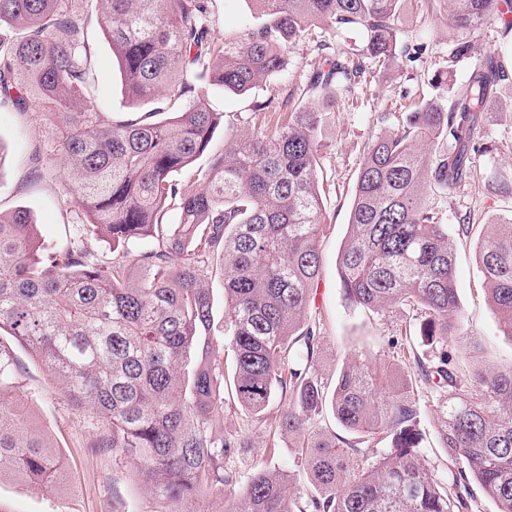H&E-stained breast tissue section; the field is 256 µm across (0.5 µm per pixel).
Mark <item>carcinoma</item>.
Instances as JSON below:
<instances>
[{"label": "carcinoma", "mask_w": 512, "mask_h": 512, "mask_svg": "<svg viewBox=\"0 0 512 512\" xmlns=\"http://www.w3.org/2000/svg\"><path fill=\"white\" fill-rule=\"evenodd\" d=\"M136 118L77 109L92 76L80 0H0V103L52 110L64 190L86 215L79 236L43 250L30 210L0 212V331L25 345L75 407L106 426L92 442L133 457L151 512L224 499L225 512H460L475 481L512 512V365L467 369L448 354L468 332L459 313L455 252L438 200L470 176L474 132L500 82L488 49L451 100H421L402 126L376 137L359 168L348 231L337 256L340 286L355 306L417 320L431 354L391 340L377 369L355 356L333 383L319 368L322 323L310 314L322 258L318 129L376 67L418 60L425 46H398L407 0H252L270 20L235 41L211 37L213 0H97ZM451 22L475 32L502 19L512 0H452ZM355 31L361 48L330 50L313 28ZM330 51L298 98L257 102L256 131L224 129V113L199 94L208 80L236 94L282 74L293 45ZM461 38L448 67L467 59ZM182 100L172 118L162 100ZM279 113L271 127L267 114ZM450 143L435 152L428 146ZM209 155L202 169L194 164ZM179 212L166 223L170 206ZM101 237L125 251L108 258ZM487 296L512 336V224H491L478 250ZM224 277L221 331L233 351L227 371L208 287ZM18 368L0 344V475L58 483L63 463L15 393ZM439 397L437 434L456 465L450 494L419 448L422 404L411 383ZM288 407L269 418L272 398ZM227 405L268 423L310 476L259 464L245 484L234 465L244 439L215 426ZM353 434L322 427L327 416ZM242 492L233 493L237 485Z\"/></svg>", "instance_id": "obj_1"}]
</instances>
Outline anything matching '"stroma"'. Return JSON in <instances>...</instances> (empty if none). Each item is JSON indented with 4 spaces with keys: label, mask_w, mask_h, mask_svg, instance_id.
<instances>
[{
    "label": "stroma",
    "mask_w": 512,
    "mask_h": 512,
    "mask_svg": "<svg viewBox=\"0 0 512 512\" xmlns=\"http://www.w3.org/2000/svg\"><path fill=\"white\" fill-rule=\"evenodd\" d=\"M262 21L251 0H215L211 34L218 41L229 39ZM402 30V40L427 43L429 50L422 61L410 67L386 68L370 82L356 85L348 100L324 114L319 129L326 181L319 241L322 270L311 312L323 323L320 369L331 380L348 358L360 355L375 364L383 362L389 339L399 335L405 323L403 315L395 312L377 315L354 308L345 299L337 275L336 259L367 148L378 135L400 127L405 113L419 99L438 93L452 96L473 65L469 59L453 67L448 64V54L460 33L451 24L447 0L436 8L429 0H409ZM89 31L95 64L89 104L108 114L125 111L112 46L97 20H90ZM323 63L324 56L313 43L302 41L290 49L283 74L248 94L240 96L210 86L205 96L225 121L244 130L255 102L300 94L310 71ZM442 71L447 74L445 84L433 88L432 79ZM62 133V126L45 108L22 112L9 103L0 105V211L31 210L37 235L49 248L63 246L69 238L63 214L78 222L83 219L80 207L63 190L64 160L57 150ZM478 137L486 143V152L476 157L471 179L453 189L440 210L448 236L456 245L457 291L464 325L478 341L483 362L503 365L512 362V338L500 331L496 312L485 295L476 249L485 225L512 220V80L500 84L495 102L483 115ZM37 150L46 155V170L33 179L28 175V159ZM466 213L475 228L468 237L459 234L457 223ZM0 342L12 346L19 366L16 392L59 452L65 472L59 485L47 488L16 476L0 477V512H146L148 492L134 478L137 461L118 466L111 449L92 447V440L102 430L92 414L72 407L57 380L12 336L2 335ZM422 404L421 452L445 478L453 464L435 431L436 399L425 397ZM216 424L245 435L247 446L236 459L241 473H249L261 462L283 471L291 468L294 451L287 439L273 437L265 426L238 409H225Z\"/></svg>",
    "instance_id": "35a3bbf8"
}]
</instances>
